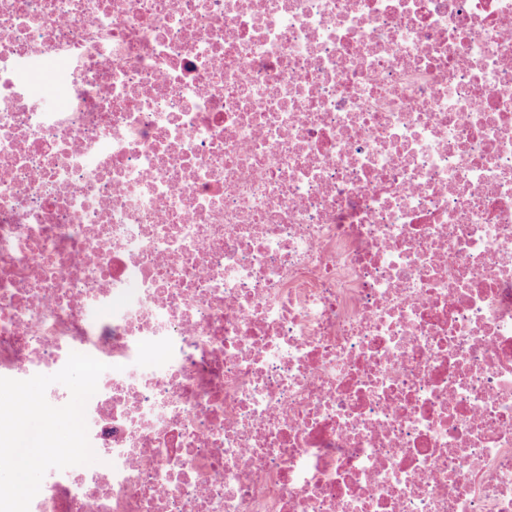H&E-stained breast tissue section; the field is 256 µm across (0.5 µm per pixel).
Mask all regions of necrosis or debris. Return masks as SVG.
<instances>
[{"label": "necrosis or debris", "instance_id": "4bbe7bcc", "mask_svg": "<svg viewBox=\"0 0 512 512\" xmlns=\"http://www.w3.org/2000/svg\"><path fill=\"white\" fill-rule=\"evenodd\" d=\"M73 352L29 512H512V0H0V377ZM39 66L40 64H33L32 67H30L24 74L23 78L32 84H34L37 88V99L41 100L45 105L51 107L54 105H57L62 101V92L60 87L58 88L56 85L54 86V89L49 92L46 90V88L43 86L45 84L46 86L51 87L54 82L52 80V77L41 71L39 73V78L36 74V71L38 69H41ZM42 67V66H41ZM43 82V84L40 82V80Z\"/></svg>", "mask_w": 512, "mask_h": 512}]
</instances>
